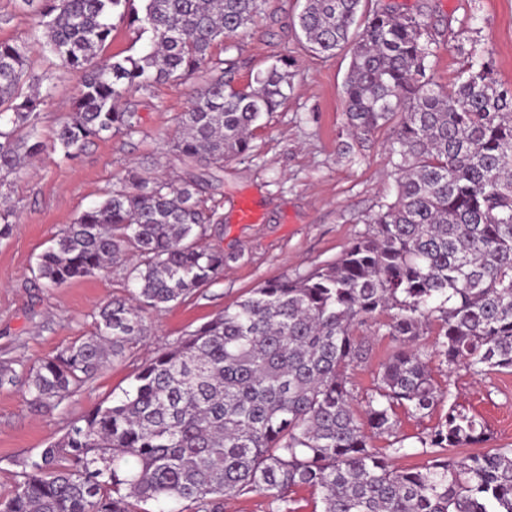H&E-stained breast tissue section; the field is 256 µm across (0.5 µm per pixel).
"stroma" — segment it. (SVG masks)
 I'll return each mask as SVG.
<instances>
[{
    "label": "stroma",
    "instance_id": "1",
    "mask_svg": "<svg viewBox=\"0 0 512 512\" xmlns=\"http://www.w3.org/2000/svg\"><path fill=\"white\" fill-rule=\"evenodd\" d=\"M407 12H423L440 44L433 60L435 78L454 82L463 64L460 48L491 53L497 78L512 88V0H390ZM299 0H270L255 27L233 42L235 83L244 84L267 68L278 55L290 54L291 88L284 103L263 116L254 132L249 156L224 166V181L214 191L221 206L211 227V243L230 256L223 272L170 309L149 313L152 335L133 343L123 357L110 362L78 392L62 402L33 405L22 382L0 386V495H6L23 460L63 437L87 410L120 398L138 368L155 347L195 329L226 305L274 278H293L334 262L357 236L368 232L365 216L381 202L392 200L393 168L387 144L395 125L364 139L350 135L344 111L343 85L351 54L314 55L299 43L294 24ZM30 8L22 0H0V40L29 41V61L35 75H48L55 88L42 109L39 132L51 140L65 121L82 86L80 74L68 71L39 43L30 42ZM206 71L180 80L154 84L135 97L138 133L106 137L89 144L74 161L45 151L31 166L10 176L0 196L20 215L11 236L0 240V362L16 371L38 365L62 347L89 336L94 309L125 296L127 272L137 262L127 255L109 272L72 281L59 288L44 287L34 277L39 255L52 238L108 191L121 188L128 167L139 164L154 177L176 180L183 170L173 152L178 117ZM251 197L259 208L256 224H241L235 204ZM369 353L347 371L354 408L364 411L379 366L393 351L391 337L375 326L358 331ZM434 331L420 336L416 346L431 354L430 368L440 387L450 392L468 415L482 421L486 442L448 449L461 458L493 448H512V370L476 376L458 367L448 369L434 356ZM396 435L407 449L400 467L426 464L418 439L437 425L441 415L421 416L396 411Z\"/></svg>",
    "mask_w": 512,
    "mask_h": 512
}]
</instances>
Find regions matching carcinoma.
<instances>
[{"instance_id":"carcinoma-1","label":"carcinoma","mask_w":512,"mask_h":512,"mask_svg":"<svg viewBox=\"0 0 512 512\" xmlns=\"http://www.w3.org/2000/svg\"><path fill=\"white\" fill-rule=\"evenodd\" d=\"M23 0L33 39L62 66L82 73L68 121L51 143L40 137L50 77L28 70L27 43L0 41V178L18 174L46 149L77 159L96 139L138 132L133 95L211 76L179 116L180 181L151 179L139 166L124 185L53 238L35 277L48 288L108 271L133 252L129 297L93 314V332L24 373L31 401L61 402L150 334L162 311L224 270L208 241L217 204L209 194L224 163L247 155L257 123L287 99L280 55L253 81L224 76L215 57L245 34L268 0ZM146 37V52L90 60L112 40L113 15ZM303 47L333 55L354 43L344 81L349 126L368 136L399 119L389 144L396 194L366 220L333 263L275 279L161 345L131 388L82 415L61 439L22 463L0 512H138L175 502L180 512H224V502L258 493L274 512H297L290 492H319V512H512V448L450 459L443 451L486 441L453 403L420 439L431 460L398 468V407L425 415L449 399L414 343L433 322L435 348L453 369L512 370V90L491 59L467 61L448 87L430 73L438 42L421 13L371 0H304L296 16ZM19 214L0 208V238ZM396 346L380 365L363 415L352 407L346 370L366 358L359 328Z\"/></svg>"}]
</instances>
